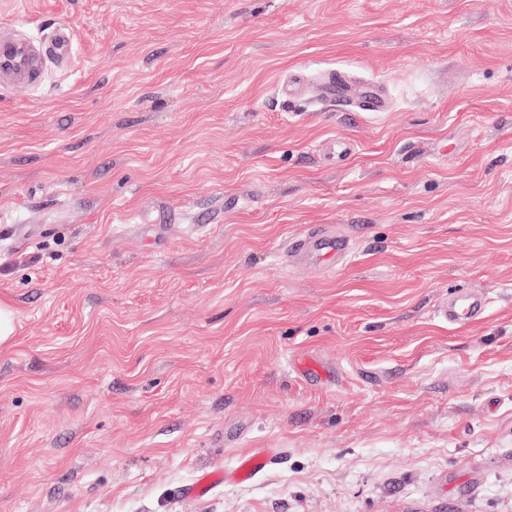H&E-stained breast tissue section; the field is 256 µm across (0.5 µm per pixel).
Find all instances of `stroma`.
Masks as SVG:
<instances>
[{
	"mask_svg": "<svg viewBox=\"0 0 512 512\" xmlns=\"http://www.w3.org/2000/svg\"><path fill=\"white\" fill-rule=\"evenodd\" d=\"M64 23L0 89V512H512V0H0ZM322 95L329 102H350L365 112H385L386 104L375 86L360 91L349 85L341 75L329 73L322 86ZM288 258L301 257L306 262L336 268L351 256L347 237L335 234H307L287 246ZM483 314L482 299L468 293H461L440 303L435 310V315L441 321L458 326H465L478 320ZM269 454L263 450L250 452L241 457L234 473L237 481H245L263 471L269 463Z\"/></svg>",
	"mask_w": 512,
	"mask_h": 512,
	"instance_id": "stroma-1",
	"label": "stroma"
}]
</instances>
